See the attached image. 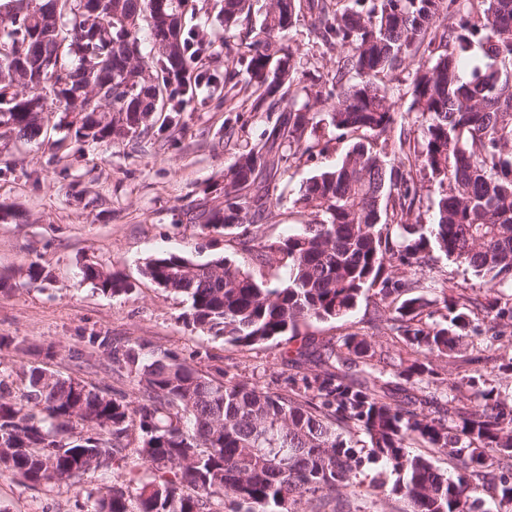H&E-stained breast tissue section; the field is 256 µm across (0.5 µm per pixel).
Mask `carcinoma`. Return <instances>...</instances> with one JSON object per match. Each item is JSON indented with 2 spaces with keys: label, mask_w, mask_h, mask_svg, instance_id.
<instances>
[{
  "label": "carcinoma",
  "mask_w": 512,
  "mask_h": 512,
  "mask_svg": "<svg viewBox=\"0 0 512 512\" xmlns=\"http://www.w3.org/2000/svg\"><path fill=\"white\" fill-rule=\"evenodd\" d=\"M199 2L86 0L102 20L90 35L77 31L78 0H38L44 25L27 13L0 15V126L33 137L45 113L71 112L97 84L107 86L105 103L81 117L75 135L96 144L139 136L146 116L176 111V94L163 95L170 77L210 49L188 26ZM301 9V0H269L239 56L255 105L282 110L227 167L224 206L195 216L202 233L254 243L257 265L276 262L287 279L272 286L225 257L145 264L152 282L189 303L194 327L242 347L287 336L298 346L280 359L299 372L283 387L260 386L144 342L90 335L136 382L135 397L31 367L22 404L10 377L0 378V466L22 482L70 487L133 453L151 476H132L133 493L109 488L91 512H217L218 500L231 512H362L389 498L411 512H512V398L496 385L512 377V357L462 377L444 402L426 391L432 359L477 340L492 345L512 327V293L503 292L512 289V0H307L311 31L339 56L330 86L303 100L283 43ZM250 10L251 0H223L224 30ZM143 21L158 46L152 57L140 49ZM477 54L486 63L465 71ZM414 59L421 143L410 155L406 139L389 137L397 112L384 79ZM107 112L125 122L105 120ZM321 124L323 138H310ZM343 139L352 141L345 155L294 201L305 223L283 239L258 236L291 161ZM416 167L437 190L428 233L414 215ZM436 252L493 287L443 288L442 307L431 310L436 301L419 289ZM83 280L112 296L129 288L97 264ZM370 291L379 298L374 320L415 354L388 377L389 357L365 337L336 345L298 332L305 320L347 316ZM465 394L476 404L454 405ZM433 453L448 457L454 475Z\"/></svg>",
  "instance_id": "carcinoma-1"
}]
</instances>
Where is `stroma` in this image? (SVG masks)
Masks as SVG:
<instances>
[{"mask_svg": "<svg viewBox=\"0 0 512 512\" xmlns=\"http://www.w3.org/2000/svg\"><path fill=\"white\" fill-rule=\"evenodd\" d=\"M219 11L218 0H205L194 20L212 44L200 63L212 82L195 87L182 110L168 119L149 116L137 139L93 144L55 116L35 137L0 136V275L13 277L12 289L0 291V373L42 367L133 394L131 379L113 373L105 356L87 343V335L100 333L143 340L205 371L221 368L263 386L292 375L279 359L285 339L239 347L202 333L188 323L185 299L143 273L146 259L169 253L198 263L220 255L245 269L254 266L252 251L238 235L202 234L188 221L190 212L222 204L214 189L223 185L228 165L278 118L265 107L226 112L224 77L243 65L237 56H222L221 49L226 43L239 46L250 23L240 21L225 32ZM285 41L300 62V86L313 92L330 80L337 53L310 33L306 18H299ZM228 124L235 129L230 139L224 134ZM348 148V142L334 141L322 156L293 163L278 184V201L267 211L265 236H288L303 223L292 204L300 185L333 166ZM32 262L50 272L49 281L23 284L17 272ZM91 263L121 273L129 290L113 297L83 283L80 271ZM422 280L432 299L439 298L442 284L464 283L477 293L488 288L486 278L443 257L425 267ZM374 301L367 296L347 317L308 321L300 330L334 343L357 333L393 357L405 356L389 330L372 326ZM130 467L139 470L143 464L132 456ZM127 468L84 475L71 487H33L0 470V512H80L101 489L125 485Z\"/></svg>", "mask_w": 512, "mask_h": 512, "instance_id": "obj_1", "label": "stroma"}]
</instances>
